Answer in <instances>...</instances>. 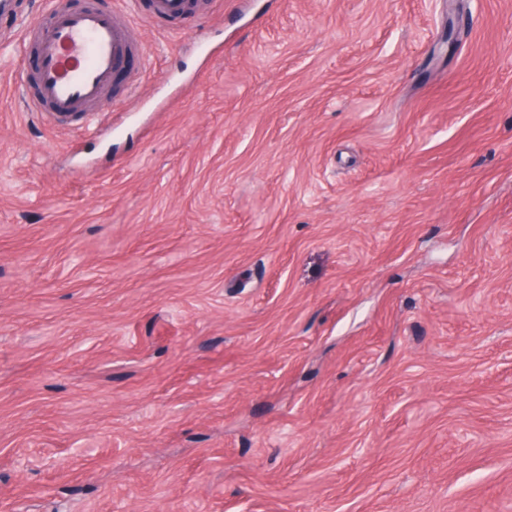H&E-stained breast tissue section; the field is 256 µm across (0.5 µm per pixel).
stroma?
<instances>
[{
    "mask_svg": "<svg viewBox=\"0 0 512 512\" xmlns=\"http://www.w3.org/2000/svg\"><path fill=\"white\" fill-rule=\"evenodd\" d=\"M140 26L0 35V512H512V0ZM49 0L47 27L22 26L25 41H34V82L22 84L31 112L66 120L86 112L109 87L136 51L129 20L90 4L80 10L56 8Z\"/></svg>",
    "mask_w": 512,
    "mask_h": 512,
    "instance_id": "1",
    "label": "stroma"
}]
</instances>
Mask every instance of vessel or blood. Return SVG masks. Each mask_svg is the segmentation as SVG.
<instances>
[{"mask_svg":"<svg viewBox=\"0 0 512 512\" xmlns=\"http://www.w3.org/2000/svg\"><path fill=\"white\" fill-rule=\"evenodd\" d=\"M196 11L191 0H148L147 18L168 26ZM48 13L49 26L22 28L35 50L34 79L22 88L27 109L59 121L85 112L104 95L136 51L135 27L92 4L79 10L52 6Z\"/></svg>","mask_w":512,"mask_h":512,"instance_id":"1","label":"vessel or blood"}]
</instances>
